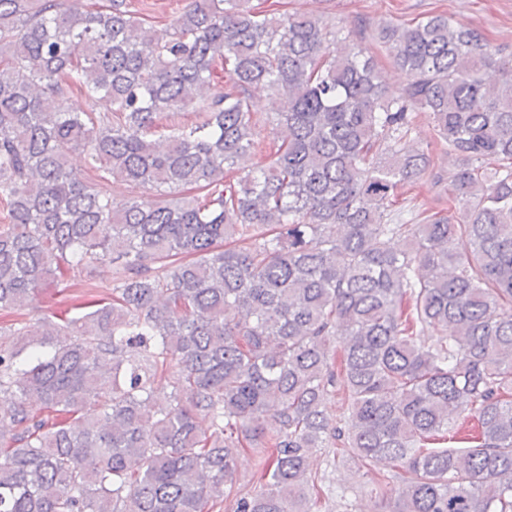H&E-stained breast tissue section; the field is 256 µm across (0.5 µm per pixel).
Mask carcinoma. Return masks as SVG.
Instances as JSON below:
<instances>
[{
  "mask_svg": "<svg viewBox=\"0 0 512 512\" xmlns=\"http://www.w3.org/2000/svg\"><path fill=\"white\" fill-rule=\"evenodd\" d=\"M108 2L0 0V311L63 263L112 268L94 311L0 326V512H214L241 448L261 490L232 512H311L308 454L330 445L396 471L393 512H512V51L446 14L382 24L409 76L390 97L320 17L189 0L159 41ZM258 84L279 136L246 169ZM72 89L109 111L67 109ZM417 112L446 175L408 141ZM77 148L156 195H102L68 166ZM425 176L448 181V212L407 218L392 196ZM336 391L342 425L322 409ZM471 420L470 446L438 447Z\"/></svg>",
  "mask_w": 512,
  "mask_h": 512,
  "instance_id": "cac0c4a2",
  "label": "carcinoma"
}]
</instances>
